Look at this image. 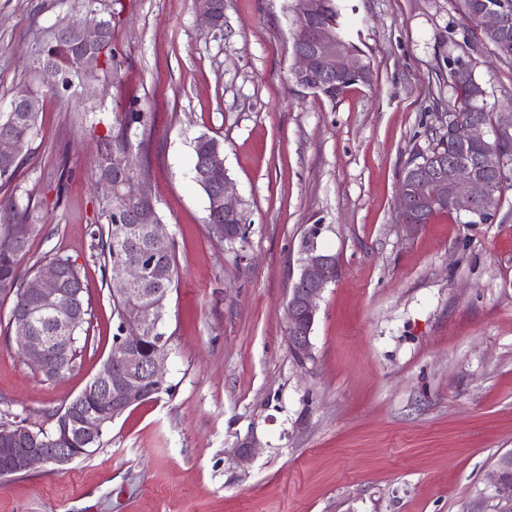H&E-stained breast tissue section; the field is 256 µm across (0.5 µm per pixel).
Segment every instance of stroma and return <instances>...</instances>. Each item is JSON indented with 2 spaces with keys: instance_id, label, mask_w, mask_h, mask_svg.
Instances as JSON below:
<instances>
[{
  "instance_id": "1",
  "label": "stroma",
  "mask_w": 512,
  "mask_h": 512,
  "mask_svg": "<svg viewBox=\"0 0 512 512\" xmlns=\"http://www.w3.org/2000/svg\"><path fill=\"white\" fill-rule=\"evenodd\" d=\"M373 79L336 101L291 80L285 0H224L213 30L193 0H98L115 12L120 83L42 95L39 123L0 201L36 229L27 269L60 255L90 299L78 371L48 380L7 331L0 296V421L38 427L108 356L117 322L92 233L106 227L96 144L130 104L151 113L149 189L176 242L161 332L167 392L128 409L91 456L0 479V512H499L493 474L512 453V185L494 220L394 218L399 179L453 107L467 64L486 111L512 110V59L457 0H335ZM85 0H0V112L30 56ZM224 142L247 212L243 247L217 242L193 180L192 142ZM340 274L322 293L299 365L286 304L304 243ZM249 441L242 463L231 448Z\"/></svg>"
}]
</instances>
